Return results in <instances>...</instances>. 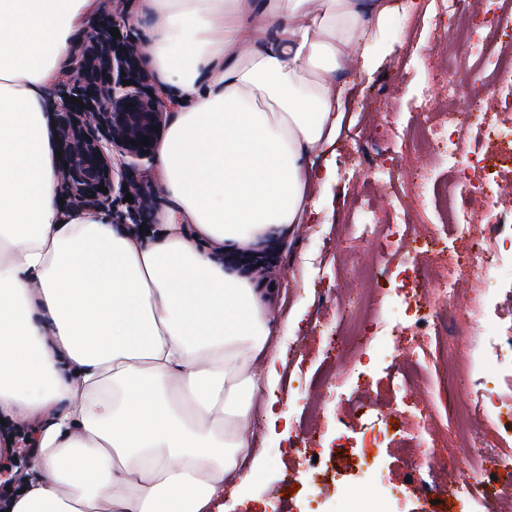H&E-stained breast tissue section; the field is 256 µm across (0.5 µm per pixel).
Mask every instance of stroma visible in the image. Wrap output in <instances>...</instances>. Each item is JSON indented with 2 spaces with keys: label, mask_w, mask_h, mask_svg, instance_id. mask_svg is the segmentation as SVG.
I'll return each instance as SVG.
<instances>
[{
  "label": "stroma",
  "mask_w": 512,
  "mask_h": 512,
  "mask_svg": "<svg viewBox=\"0 0 512 512\" xmlns=\"http://www.w3.org/2000/svg\"><path fill=\"white\" fill-rule=\"evenodd\" d=\"M397 4L399 13L377 34V53L355 61L344 78L345 118L331 157V185L317 200L319 223L294 225L261 263L249 266L255 280L278 291L269 316L278 327L285 365L274 390L256 396L257 410L245 427L263 452L259 473L247 479L241 496L225 497L224 512H512V465L503 460L512 455V423L480 413L478 394L452 389L443 371L445 355L468 357L473 336L416 333L403 314L402 278L392 269L379 282L385 323L364 354L351 353L336 337V292L360 287V271L371 262L370 244L354 239L347 227L357 197L369 192L384 224L398 204L376 180L351 178L360 148L407 123L422 87H430L436 99L444 97L431 84L445 60L434 28L435 0ZM136 182L132 202L116 205L112 221L123 223L132 208L143 211L134 227L141 235L162 224L167 200L156 168L137 173ZM409 209L417 234L441 231L460 262L470 261V239L442 231L430 202L413 200ZM458 295L459 323L480 321L486 337L500 335L512 321V270L489 289L477 276L460 278ZM414 354L421 357L425 384L411 391L398 377L404 359ZM341 362L347 375L328 384ZM270 398L289 420L288 435L266 428L261 408ZM464 405L476 412L477 441L485 450L479 470L457 460L454 415ZM415 444L434 451L430 465H410L405 448ZM451 481L463 495L442 494ZM427 483L434 491H424Z\"/></svg>",
  "instance_id": "1"
}]
</instances>
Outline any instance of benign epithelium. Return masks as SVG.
<instances>
[{
	"mask_svg": "<svg viewBox=\"0 0 512 512\" xmlns=\"http://www.w3.org/2000/svg\"><path fill=\"white\" fill-rule=\"evenodd\" d=\"M131 25L117 7L101 16L87 32L70 79L52 93L62 153L59 198L66 207L110 210L136 191L128 170L155 158L166 106L143 80L145 53L129 38ZM114 27L117 38L109 33ZM73 97L80 103H72ZM145 136L147 145L141 143Z\"/></svg>",
	"mask_w": 512,
	"mask_h": 512,
	"instance_id": "obj_1",
	"label": "benign epithelium"
}]
</instances>
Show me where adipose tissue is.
<instances>
[{
    "label": "adipose tissue",
    "mask_w": 512,
    "mask_h": 512,
    "mask_svg": "<svg viewBox=\"0 0 512 512\" xmlns=\"http://www.w3.org/2000/svg\"><path fill=\"white\" fill-rule=\"evenodd\" d=\"M180 101L157 235L57 199L47 94L99 0H0V420L34 422L7 512H213L278 377L271 289L234 258L309 223L338 80L393 0H146Z\"/></svg>",
    "instance_id": "adipose-tissue-1"
}]
</instances>
